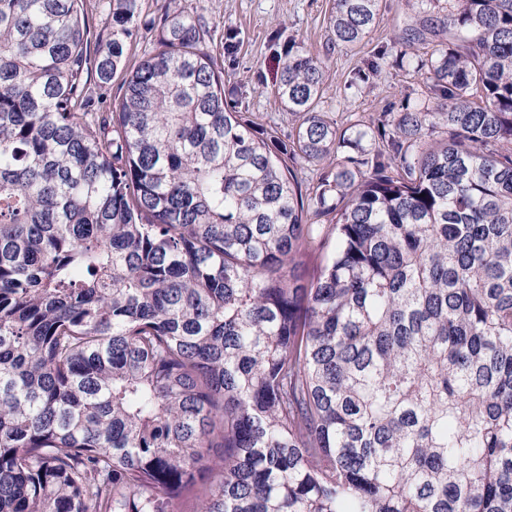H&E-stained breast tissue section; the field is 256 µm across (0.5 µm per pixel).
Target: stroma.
Here are the masks:
<instances>
[{
    "label": "stroma",
    "instance_id": "35a3bbf8",
    "mask_svg": "<svg viewBox=\"0 0 512 512\" xmlns=\"http://www.w3.org/2000/svg\"><path fill=\"white\" fill-rule=\"evenodd\" d=\"M206 27V42L224 69L225 87L242 88L245 102L259 122L277 123L288 130L291 117L284 110L274 88L279 46L275 32L301 41L312 54L326 63L329 87L326 111L354 113L365 120L379 112L399 111L405 96L420 100L425 88L415 83L407 69L398 64L407 28L419 14L407 0H382L383 23L356 47L345 49L331 41L330 16L334 0H182ZM237 32L239 47L235 59L224 58L221 39L225 31ZM388 54L378 72L368 69L380 47ZM366 71L364 81L353 82L357 71Z\"/></svg>",
    "mask_w": 512,
    "mask_h": 512
}]
</instances>
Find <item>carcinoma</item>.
<instances>
[{
    "instance_id": "carcinoma-1",
    "label": "carcinoma",
    "mask_w": 512,
    "mask_h": 512,
    "mask_svg": "<svg viewBox=\"0 0 512 512\" xmlns=\"http://www.w3.org/2000/svg\"><path fill=\"white\" fill-rule=\"evenodd\" d=\"M419 2L425 101L342 127L290 38L284 140L181 0L101 115L142 0H0V512H512V0Z\"/></svg>"
}]
</instances>
